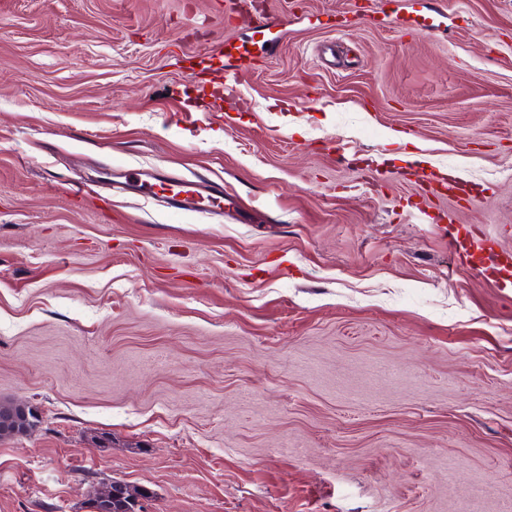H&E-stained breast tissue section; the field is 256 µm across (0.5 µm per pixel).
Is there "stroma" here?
Instances as JSON below:
<instances>
[{
    "mask_svg": "<svg viewBox=\"0 0 512 512\" xmlns=\"http://www.w3.org/2000/svg\"><path fill=\"white\" fill-rule=\"evenodd\" d=\"M216 2L0 0V512H512V0ZM115 178L123 180V184L135 194L158 195L157 187L161 188V196L166 200L168 209L175 213L211 212L224 217V213L236 212L237 203L224 196V189L218 184L204 178L195 179H162L154 170L126 169L116 167ZM444 235L448 236V249L450 253L462 262H466L472 269L483 275L491 283L500 288L511 287L512 284V257L511 252H495L488 246V239L482 232L471 234V238L462 241L460 231L456 224L440 226ZM476 260L478 253H484ZM38 416L29 406L9 402H0V431L22 432L25 429H32L38 422ZM110 489H112V501H110L112 508L108 509L102 506L103 502L99 501V496L110 492ZM100 493L93 501V505L100 510L99 512H136L138 499L144 495L138 488L119 481H112L109 487Z\"/></svg>",
    "mask_w": 512,
    "mask_h": 512,
    "instance_id": "stroma-1",
    "label": "stroma"
}]
</instances>
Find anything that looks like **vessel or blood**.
<instances>
[{
	"label": "vessel or blood",
	"mask_w": 512,
	"mask_h": 512,
	"mask_svg": "<svg viewBox=\"0 0 512 512\" xmlns=\"http://www.w3.org/2000/svg\"><path fill=\"white\" fill-rule=\"evenodd\" d=\"M116 178L135 194L151 195L161 192L170 211L175 213L211 212L218 215L237 211L238 205L225 197L219 185L203 178L164 179L153 170L118 168ZM448 237L450 253L491 283L501 288L512 286V254L495 252L485 235L475 234L461 239L457 225L443 226Z\"/></svg>",
	"instance_id": "obj_1"
}]
</instances>
